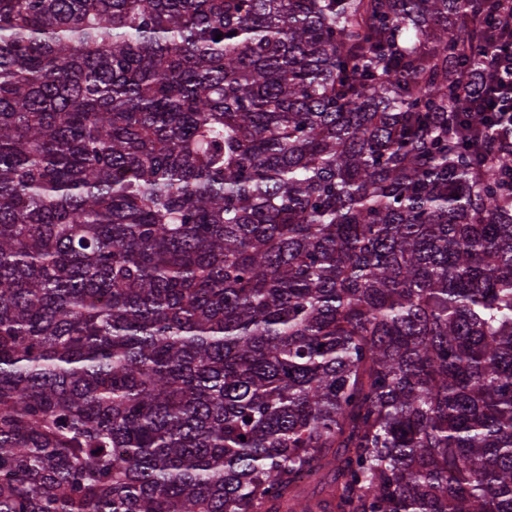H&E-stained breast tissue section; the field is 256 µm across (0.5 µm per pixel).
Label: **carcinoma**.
<instances>
[{"label": "carcinoma", "mask_w": 512, "mask_h": 512, "mask_svg": "<svg viewBox=\"0 0 512 512\" xmlns=\"http://www.w3.org/2000/svg\"><path fill=\"white\" fill-rule=\"evenodd\" d=\"M505 13L0 0V512H512Z\"/></svg>", "instance_id": "1"}]
</instances>
